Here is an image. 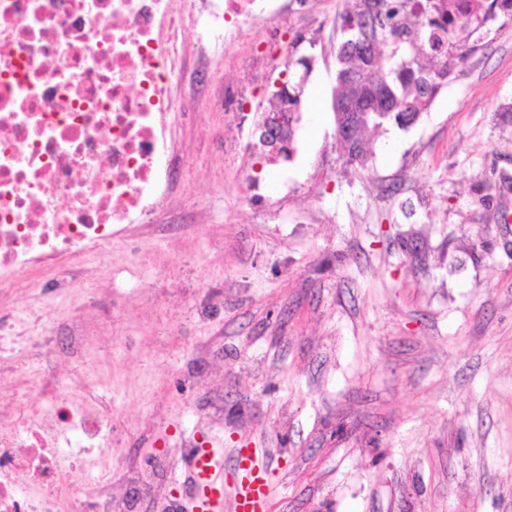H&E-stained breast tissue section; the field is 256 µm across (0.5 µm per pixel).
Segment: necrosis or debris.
Returning <instances> with one entry per match:
<instances>
[{
	"instance_id": "necrosis-or-debris-1",
	"label": "necrosis or debris",
	"mask_w": 512,
	"mask_h": 512,
	"mask_svg": "<svg viewBox=\"0 0 512 512\" xmlns=\"http://www.w3.org/2000/svg\"><path fill=\"white\" fill-rule=\"evenodd\" d=\"M317 11L316 0H0V295L166 212L178 165L167 118L197 119L177 88L174 31L242 47L224 60L238 80L216 90L230 160L254 100L287 70L290 15ZM83 302L59 333L43 315L0 310V368L107 351L112 298ZM111 439V417L65 376H22L0 401V512H112L97 456Z\"/></svg>"
}]
</instances>
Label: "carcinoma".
Segmentation results:
<instances>
[{"instance_id":"cac0c4a2","label":"carcinoma","mask_w":512,"mask_h":512,"mask_svg":"<svg viewBox=\"0 0 512 512\" xmlns=\"http://www.w3.org/2000/svg\"><path fill=\"white\" fill-rule=\"evenodd\" d=\"M341 16L332 99L336 148L346 164L363 167L369 154L362 136L386 124L407 129L429 108L438 88L468 59L464 43L479 40L488 21L512 0H472L456 15L448 0H350ZM288 70V103L298 104L310 61Z\"/></svg>"}]
</instances>
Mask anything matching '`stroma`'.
Instances as JSON below:
<instances>
[{
  "label": "stroma",
  "instance_id": "obj_1",
  "mask_svg": "<svg viewBox=\"0 0 512 512\" xmlns=\"http://www.w3.org/2000/svg\"><path fill=\"white\" fill-rule=\"evenodd\" d=\"M311 70L285 188L249 202L210 96L171 118L167 224L84 265L112 287L110 354L84 363L112 416V512L188 504L192 448L266 449L268 512H512V19L497 16L417 124L334 149L336 25ZM417 231L418 255L403 250Z\"/></svg>",
  "mask_w": 512,
  "mask_h": 512
}]
</instances>
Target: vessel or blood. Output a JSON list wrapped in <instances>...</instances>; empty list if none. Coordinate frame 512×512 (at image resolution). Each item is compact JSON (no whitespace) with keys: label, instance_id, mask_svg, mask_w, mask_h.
<instances>
[{"label":"vessel or blood","instance_id":"obj_1","mask_svg":"<svg viewBox=\"0 0 512 512\" xmlns=\"http://www.w3.org/2000/svg\"><path fill=\"white\" fill-rule=\"evenodd\" d=\"M240 478L233 493L224 487V459L213 449L196 452L190 460L191 476L197 487L190 512H266L271 495V480L260 448H240L235 453Z\"/></svg>","mask_w":512,"mask_h":512}]
</instances>
